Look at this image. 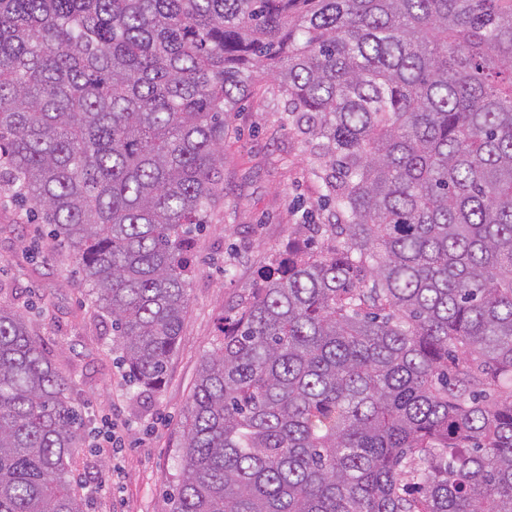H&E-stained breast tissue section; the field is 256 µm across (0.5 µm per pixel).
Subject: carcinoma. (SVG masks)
Here are the masks:
<instances>
[{"mask_svg": "<svg viewBox=\"0 0 512 512\" xmlns=\"http://www.w3.org/2000/svg\"><path fill=\"white\" fill-rule=\"evenodd\" d=\"M260 70L343 242L222 318L174 512H512V0H0V184L154 390ZM69 388L0 303V512H84Z\"/></svg>", "mask_w": 512, "mask_h": 512, "instance_id": "cac0c4a2", "label": "carcinoma"}]
</instances>
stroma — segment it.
I'll return each instance as SVG.
<instances>
[{
  "mask_svg": "<svg viewBox=\"0 0 512 512\" xmlns=\"http://www.w3.org/2000/svg\"><path fill=\"white\" fill-rule=\"evenodd\" d=\"M314 146L288 120V101L267 71L231 117L224 138V193L196 235L188 312L163 385L130 383L110 326L101 323L76 262L42 235V219L0 191V301L25 310L46 354L71 380L82 422L73 476L84 512H172L181 467V422L201 361L220 339L222 316L252 300L261 273L289 246L330 252ZM119 445H104L107 428Z\"/></svg>",
  "mask_w": 512,
  "mask_h": 512,
  "instance_id": "obj_1",
  "label": "stroma"
}]
</instances>
